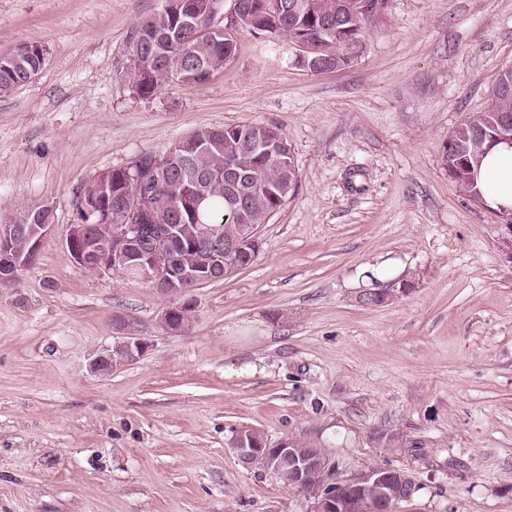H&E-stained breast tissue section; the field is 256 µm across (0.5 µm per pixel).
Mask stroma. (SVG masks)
<instances>
[{"instance_id": "stroma-1", "label": "stroma", "mask_w": 512, "mask_h": 512, "mask_svg": "<svg viewBox=\"0 0 512 512\" xmlns=\"http://www.w3.org/2000/svg\"><path fill=\"white\" fill-rule=\"evenodd\" d=\"M160 0H0V56L46 62L0 96V224L55 228L0 286V512H314L312 495L244 465L235 429L321 449L337 480L369 467L419 484L397 512H512V215L459 191L452 131L512 63V0H386L357 56L311 71L302 48L239 31L234 61L150 99L121 77L126 40ZM278 126L295 194L255 262L169 297L77 264L63 244L86 180L203 127ZM414 287L365 307L367 289ZM124 316L151 342L91 374ZM252 376L227 373L229 357Z\"/></svg>"}]
</instances>
